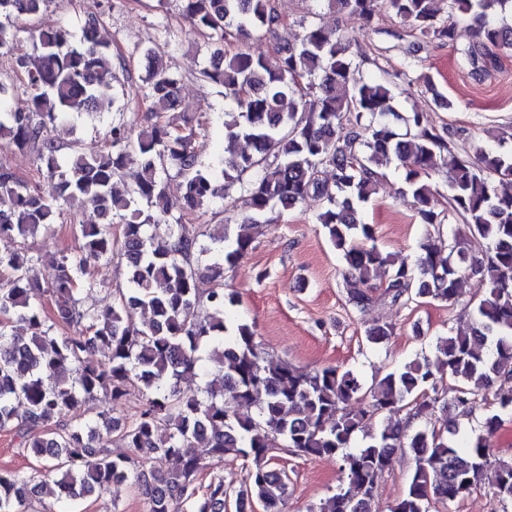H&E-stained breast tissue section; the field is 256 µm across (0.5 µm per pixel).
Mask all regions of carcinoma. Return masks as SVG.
Instances as JSON below:
<instances>
[{
    "instance_id": "cac0c4a2",
    "label": "carcinoma",
    "mask_w": 512,
    "mask_h": 512,
    "mask_svg": "<svg viewBox=\"0 0 512 512\" xmlns=\"http://www.w3.org/2000/svg\"><path fill=\"white\" fill-rule=\"evenodd\" d=\"M190 29L219 45L200 71L223 89L225 137L231 157L204 166L195 144L194 118L176 113L179 79L154 48L145 93L149 124L136 117L112 123L103 143L86 148L54 135L57 124L109 111L112 49L90 37L100 20L87 18L76 35L65 26L37 31L38 61L15 60L22 98L1 100L0 135L12 138L37 159L34 174L22 176L0 161V239L15 249L0 253V431L22 438L20 450L41 468L0 469V512H29L30 495L44 492L68 505L100 496L126 483L145 499L147 512H224L233 495L236 512H253L258 500L271 512L287 491L283 472L271 467L275 453L292 448L309 458L341 461L344 485L318 512H374L379 478L401 448L410 449L414 468L405 494L390 512H430L431 502L464 500L486 485L500 501H512V457L494 455L492 439L512 415V193L498 185L512 180V153L478 145L474 156L448 168V194L437 199L427 180L452 153L454 133L438 131L420 112L403 115L393 107L396 83L386 76L358 81L351 43L336 31L311 23L298 39L286 27L274 0H181ZM328 5L370 23L385 8L422 36L440 43L455 39L468 23L473 40L458 49L469 64L497 65L496 51L512 49V0H327ZM47 0H0V49L13 40L7 20L34 17ZM251 40L271 45L253 54ZM406 131L401 133L398 124ZM398 163L405 171L404 193L414 199L421 223L445 217L463 228L426 234L412 264L399 265L376 245V230L364 206ZM135 165L132 185L121 174ZM333 169V180L322 177ZM239 185L227 211L243 207L241 223L217 225L212 246L186 220L215 194L213 181ZM183 190L173 204L167 182ZM52 184L45 194L42 180ZM323 201L317 220L340 254L349 304L364 313L377 304L405 306L417 299L452 306L466 293L463 282L478 276L488 285L473 303L465 332L436 338L432 356L387 373L362 402V384L349 369L304 370L286 362L265 364L252 327L224 318V266L252 248L253 225L276 208L292 210L306 197ZM93 206L100 224L72 225L77 245L62 252L55 275L41 281L37 260L25 243L52 231L64 213ZM122 221L121 237L112 234ZM169 225L157 240L150 226ZM484 253L471 257L468 242ZM120 259L126 287L112 305L100 308L78 298L105 287L86 280L92 264ZM384 288L380 294L375 289ZM44 295L50 306L36 302ZM211 310L198 315L200 306ZM150 317L139 320L138 314ZM28 333H13L14 321ZM392 327L373 320L367 341L378 344ZM100 351L104 363L89 358ZM210 363L224 371V386L186 396L178 383ZM460 383L455 416L441 425L412 430L387 420L357 446L358 432L372 417L396 414L411 402L409 415L428 417L446 410L435 397L443 375ZM140 385L143 405L124 421L101 413L77 422L72 414L100 393L116 399ZM484 409L480 431L468 433L461 419ZM117 435L135 457L114 456L107 439ZM252 459L245 487H224L217 469L224 460ZM214 472L198 482L202 469Z\"/></svg>"
}]
</instances>
